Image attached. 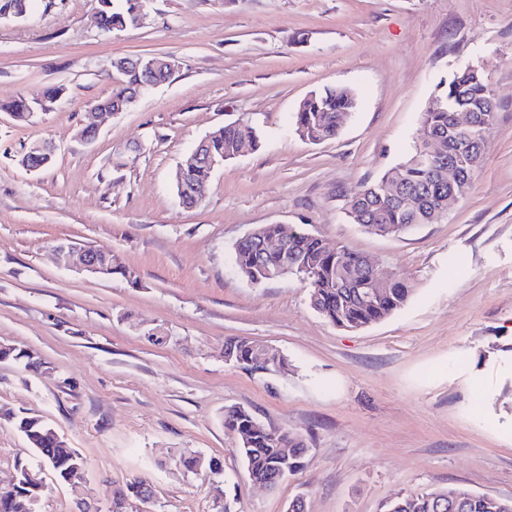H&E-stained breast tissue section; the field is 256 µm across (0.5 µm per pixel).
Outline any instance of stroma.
Listing matches in <instances>:
<instances>
[{
	"mask_svg": "<svg viewBox=\"0 0 512 512\" xmlns=\"http://www.w3.org/2000/svg\"><path fill=\"white\" fill-rule=\"evenodd\" d=\"M96 0H32L0 20V100L61 99L19 123L0 112V406L42 417L86 461L80 487L43 470L39 512H109L136 479L155 512H380L401 493L463 487L512 498V0H149L137 28L107 33ZM165 56L170 77L128 111L94 120L121 57ZM481 66L498 109L469 194L435 224L366 232L352 195L398 165L453 69ZM358 106L312 144L293 116L314 90ZM96 124L86 142L79 129ZM250 125L258 149L214 171L198 205L173 176L214 128ZM55 147L37 171L34 143ZM263 224L344 243L412 289L357 330L326 321L296 277L255 285L233 263ZM61 242L111 253L139 286L60 265ZM159 338H151V330ZM249 338L284 370L224 360ZM300 435L303 468L255 485L224 411ZM215 460L191 474L181 455ZM35 464L0 420V483Z\"/></svg>",
	"mask_w": 512,
	"mask_h": 512,
	"instance_id": "obj_1",
	"label": "stroma"
}]
</instances>
